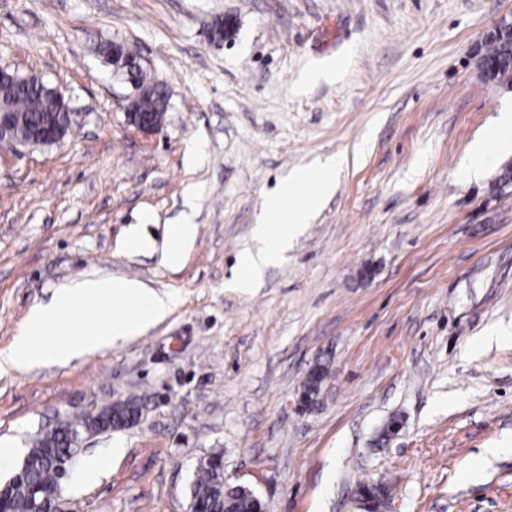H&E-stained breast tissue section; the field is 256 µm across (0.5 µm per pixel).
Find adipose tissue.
I'll use <instances>...</instances> for the list:
<instances>
[{
	"mask_svg": "<svg viewBox=\"0 0 512 512\" xmlns=\"http://www.w3.org/2000/svg\"><path fill=\"white\" fill-rule=\"evenodd\" d=\"M343 158L292 172L268 195L252 235L254 243L238 255L233 285L259 286L269 268L285 258L292 241L333 191ZM93 303L91 325L72 331L69 316L77 304ZM172 301L142 282L122 277L84 278L58 288L27 317L20 335L0 354V371L30 370L50 362H69L142 335L163 321Z\"/></svg>",
	"mask_w": 512,
	"mask_h": 512,
	"instance_id": "1",
	"label": "adipose tissue"
}]
</instances>
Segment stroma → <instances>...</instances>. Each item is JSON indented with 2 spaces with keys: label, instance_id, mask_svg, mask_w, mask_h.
Instances as JSON below:
<instances>
[{
  "label": "stroma",
  "instance_id": "obj_1",
  "mask_svg": "<svg viewBox=\"0 0 512 512\" xmlns=\"http://www.w3.org/2000/svg\"><path fill=\"white\" fill-rule=\"evenodd\" d=\"M512 0H0V67L71 109L64 139L0 148V353L54 289L136 279L172 311L68 364L0 373V477L57 415L142 398L87 441L74 512H185L198 462L269 512H512V182L498 153L459 168L512 88L474 49ZM236 31L214 47L222 17ZM121 41L163 83L159 130L127 121ZM344 64L302 85L306 72ZM346 165L259 288L232 285L264 196L329 157ZM195 242L161 260L165 227ZM139 230L151 253L127 251ZM328 364L320 404L297 401ZM383 488V505L361 489ZM487 156L485 142H477L471 151L469 161L462 166L461 175L466 180H476L481 177L483 164L482 159ZM196 224L185 219L178 224H169L166 230L167 246L162 261L170 266L179 264L186 247L194 240Z\"/></svg>",
  "mask_w": 512,
  "mask_h": 512
}]
</instances>
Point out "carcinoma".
<instances>
[{
    "mask_svg": "<svg viewBox=\"0 0 512 512\" xmlns=\"http://www.w3.org/2000/svg\"><path fill=\"white\" fill-rule=\"evenodd\" d=\"M484 48L483 59L493 62L492 68L485 71L487 79L511 88L512 45L504 39L488 38ZM126 57L135 63V67L131 69V78L136 88L150 87L151 83L142 67L137 65V54L128 47ZM0 101L8 104L10 110L17 115L15 136L19 139H25L35 129L47 125L66 131L71 123V113L59 109L53 90L32 77L18 74L16 81L0 83ZM131 106L143 120L159 125L168 108L167 92L155 86L151 92L137 95ZM327 374V367L319 364L316 366L314 379L303 384V390L308 394L309 407L318 404V384L323 382ZM141 410L140 401L129 399L105 405L94 414L72 417L68 419L65 427L54 432L41 433L32 442V463L23 479L25 489L19 491L11 501V508L15 512H31L35 508L40 512H48L53 504L52 493L57 481L59 462L69 451V433L73 430L79 431L102 418L110 419L118 428L124 427L128 418L138 415ZM29 487L39 489L46 500L38 504L30 499L27 492ZM189 503L195 512H261L264 506L263 500L253 491L241 486H227L218 464L214 461H205L197 466Z\"/></svg>",
    "mask_w": 512,
    "mask_h": 512,
    "instance_id": "cac0c4a2",
    "label": "carcinoma"
}]
</instances>
